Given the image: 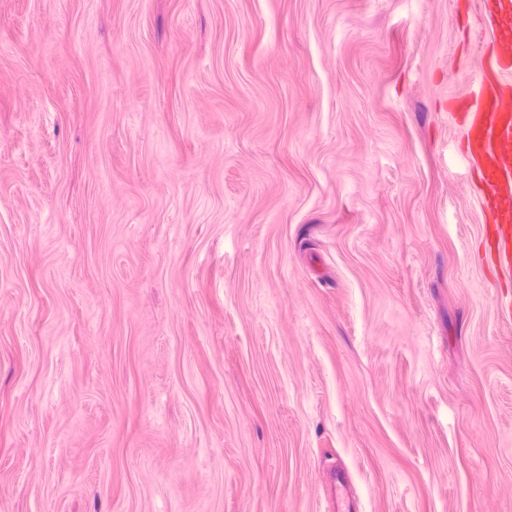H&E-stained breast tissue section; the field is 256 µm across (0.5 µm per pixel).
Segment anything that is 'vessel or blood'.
I'll return each mask as SVG.
<instances>
[{
  "label": "vessel or blood",
  "instance_id": "obj_1",
  "mask_svg": "<svg viewBox=\"0 0 512 512\" xmlns=\"http://www.w3.org/2000/svg\"><path fill=\"white\" fill-rule=\"evenodd\" d=\"M495 31L478 88L466 103V154L478 171L492 222L486 245L499 274L512 277V0H483Z\"/></svg>",
  "mask_w": 512,
  "mask_h": 512
}]
</instances>
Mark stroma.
I'll return each instance as SVG.
<instances>
[{
	"instance_id": "1",
	"label": "stroma",
	"mask_w": 512,
	"mask_h": 512,
	"mask_svg": "<svg viewBox=\"0 0 512 512\" xmlns=\"http://www.w3.org/2000/svg\"><path fill=\"white\" fill-rule=\"evenodd\" d=\"M482 0H0V512H512ZM455 79H448V70Z\"/></svg>"
}]
</instances>
